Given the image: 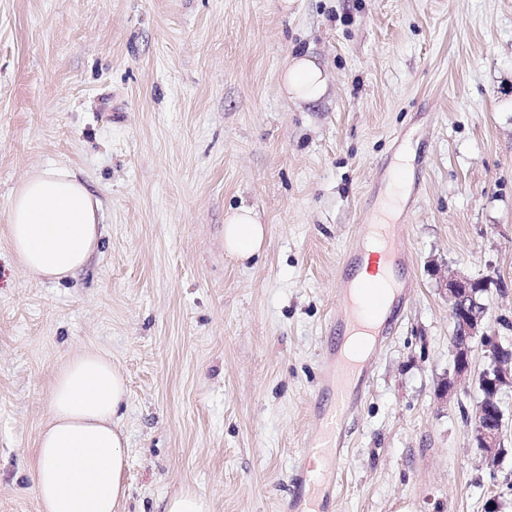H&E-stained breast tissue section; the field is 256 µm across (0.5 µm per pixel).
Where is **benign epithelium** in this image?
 <instances>
[{"label": "benign epithelium", "instance_id": "7a95c632", "mask_svg": "<svg viewBox=\"0 0 512 512\" xmlns=\"http://www.w3.org/2000/svg\"><path fill=\"white\" fill-rule=\"evenodd\" d=\"M445 287L453 326L454 368L453 377L445 383L444 390L451 391L456 382L471 376L473 349L477 346L483 348L492 363L478 375L482 399L469 425L473 436L478 439V450L483 460L495 466L501 457L503 432L498 394L505 387L512 388V346H503L498 336L488 333L487 308L476 298V293L486 288L485 283L450 272Z\"/></svg>", "mask_w": 512, "mask_h": 512}]
</instances>
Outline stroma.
<instances>
[{"instance_id":"obj_1","label":"stroma","mask_w":512,"mask_h":512,"mask_svg":"<svg viewBox=\"0 0 512 512\" xmlns=\"http://www.w3.org/2000/svg\"><path fill=\"white\" fill-rule=\"evenodd\" d=\"M299 50L320 100L280 94ZM401 154L421 180L397 216L414 287L368 358L333 512H512V388L494 468L469 427L477 379L441 394L448 272L487 282L512 343V0H0V512H38L50 390L89 350L126 384L123 512L184 487L212 512H288L337 266ZM52 166L100 202L95 251L58 282L3 234ZM243 204L266 244L241 264L224 215Z\"/></svg>"}]
</instances>
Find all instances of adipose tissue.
<instances>
[{"label":"adipose tissue","instance_id":"1","mask_svg":"<svg viewBox=\"0 0 512 512\" xmlns=\"http://www.w3.org/2000/svg\"><path fill=\"white\" fill-rule=\"evenodd\" d=\"M280 92L291 101H315L327 79L309 55H288ZM6 235L18 261L51 281L73 276L98 239V203L71 172L33 173L11 199ZM266 229L253 208L224 218V251L246 261L262 251ZM126 395L110 357L96 351L69 360L51 392V415L38 438L33 481L40 512H119L128 494L124 436L116 414Z\"/></svg>","mask_w":512,"mask_h":512}]
</instances>
